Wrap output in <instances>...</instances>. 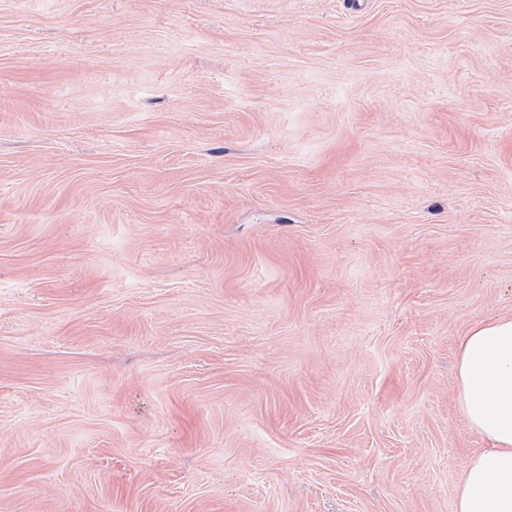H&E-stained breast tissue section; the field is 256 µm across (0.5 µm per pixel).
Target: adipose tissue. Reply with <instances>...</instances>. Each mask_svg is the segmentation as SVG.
<instances>
[{
    "mask_svg": "<svg viewBox=\"0 0 512 512\" xmlns=\"http://www.w3.org/2000/svg\"><path fill=\"white\" fill-rule=\"evenodd\" d=\"M456 379L458 411L484 446L462 465L454 512H512V313L460 338Z\"/></svg>",
    "mask_w": 512,
    "mask_h": 512,
    "instance_id": "adipose-tissue-1",
    "label": "adipose tissue"
}]
</instances>
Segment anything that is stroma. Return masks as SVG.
<instances>
[{
  "label": "stroma",
  "instance_id": "35a3bbf8",
  "mask_svg": "<svg viewBox=\"0 0 512 512\" xmlns=\"http://www.w3.org/2000/svg\"><path fill=\"white\" fill-rule=\"evenodd\" d=\"M0 0V512H454L512 311V0Z\"/></svg>",
  "mask_w": 512,
  "mask_h": 512
}]
</instances>
